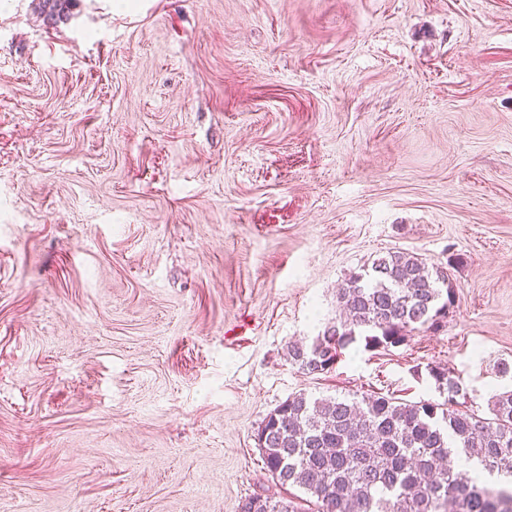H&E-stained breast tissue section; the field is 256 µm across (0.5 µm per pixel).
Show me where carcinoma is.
<instances>
[{
	"label": "carcinoma",
	"mask_w": 512,
	"mask_h": 512,
	"mask_svg": "<svg viewBox=\"0 0 512 512\" xmlns=\"http://www.w3.org/2000/svg\"><path fill=\"white\" fill-rule=\"evenodd\" d=\"M72 0H41L50 20L66 16ZM346 319L307 346L288 348L305 374L333 368L341 350L362 339L366 349H388L410 333L437 328L455 305L447 269L390 251L354 273L339 289ZM448 399L398 402L379 395L309 397L299 393L259 426L258 448L280 485L296 486L316 512H512V487L478 485L449 464L453 452L484 470L512 476V390L492 397L491 417L462 408L467 399L452 372L429 368ZM256 512H298L289 499H245Z\"/></svg>",
	"instance_id": "obj_1"
}]
</instances>
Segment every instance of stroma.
Returning a JSON list of instances; mask_svg holds the SVG:
<instances>
[{
	"label": "stroma",
	"instance_id": "obj_1",
	"mask_svg": "<svg viewBox=\"0 0 512 512\" xmlns=\"http://www.w3.org/2000/svg\"><path fill=\"white\" fill-rule=\"evenodd\" d=\"M445 326L288 359L390 251ZM512 0H0V512L300 497L279 404L512 389Z\"/></svg>",
	"mask_w": 512,
	"mask_h": 512
}]
</instances>
